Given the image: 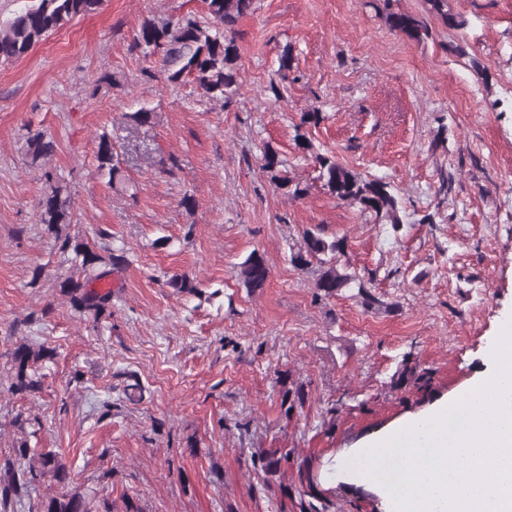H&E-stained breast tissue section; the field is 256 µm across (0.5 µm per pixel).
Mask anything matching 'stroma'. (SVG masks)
I'll return each mask as SVG.
<instances>
[{
	"instance_id": "obj_1",
	"label": "stroma",
	"mask_w": 512,
	"mask_h": 512,
	"mask_svg": "<svg viewBox=\"0 0 512 512\" xmlns=\"http://www.w3.org/2000/svg\"><path fill=\"white\" fill-rule=\"evenodd\" d=\"M448 7L464 28L426 0H393L427 24L416 41L371 0H254L235 27L227 103L168 83L132 47L145 21L208 20L204 0H103L0 65V491L22 445L55 452L70 473L65 486L29 487L14 512H41L63 491L94 512H125L129 499L139 512H299L297 466L266 474L252 460L261 448L308 459L335 512H382L345 456L485 371L512 316V0ZM142 108L151 118L139 125L130 115ZM315 109L307 154L295 127ZM37 133L54 151L34 161ZM103 133L112 178L97 169ZM268 145L308 195L275 187ZM316 152L389 183L399 223L330 196ZM48 171L71 197V234L127 252L100 319L60 292L73 268L39 222ZM308 230L344 240L341 267L378 305L353 287L317 296L318 261H291ZM253 254L269 271L255 292L240 275ZM21 344L52 353L24 395L10 390ZM408 364L432 369L425 387L400 381ZM296 389L304 403L285 415Z\"/></svg>"
}]
</instances>
